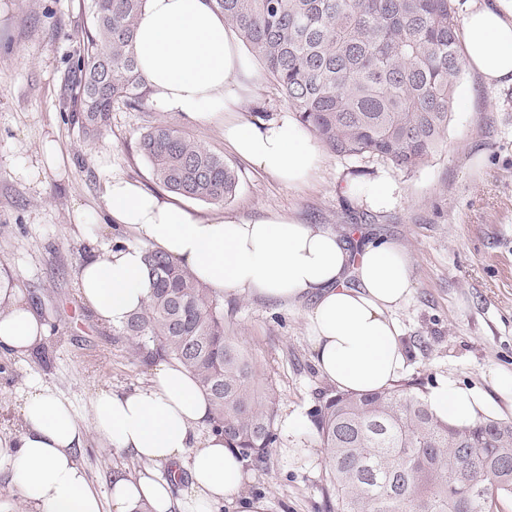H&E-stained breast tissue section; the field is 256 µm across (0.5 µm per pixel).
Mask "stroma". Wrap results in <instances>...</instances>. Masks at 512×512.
Masks as SVG:
<instances>
[{
	"label": "stroma",
	"instance_id": "35a3bbf8",
	"mask_svg": "<svg viewBox=\"0 0 512 512\" xmlns=\"http://www.w3.org/2000/svg\"><path fill=\"white\" fill-rule=\"evenodd\" d=\"M86 21L82 0H0V285L21 293L48 327L43 351H0L1 443L23 426L19 395L31 380L67 400L83 426L97 390L126 393L150 380L151 366L82 303L75 280L84 259L135 241L128 227L108 220L102 196L115 176L160 192L137 148L140 135L158 123L189 133L236 169L240 186L225 215L286 216L341 233L354 249L371 238L404 245L414 291L392 314L406 349L402 380L424 392L446 380L478 388L487 414L512 418L492 388L494 372L512 370V83L489 87L477 72L463 70L448 130L415 172L328 152L309 183L293 188L238 158L219 125L197 124L179 112L118 105L109 126L95 135L71 123L69 85ZM288 111L263 69L255 68L244 117L261 112L274 121ZM47 138L56 144L60 168L41 164ZM376 180L393 192L383 209L338 191L348 182ZM78 208L94 220L90 236L76 230ZM223 304L235 336L276 389V423L292 414L311 417L319 393L334 387L313 362L305 305L258 294ZM77 458L104 499L114 473L144 468L92 435ZM324 470L309 425L272 449L262 468H247L242 493L265 499L266 512H326Z\"/></svg>",
	"mask_w": 512,
	"mask_h": 512
}]
</instances>
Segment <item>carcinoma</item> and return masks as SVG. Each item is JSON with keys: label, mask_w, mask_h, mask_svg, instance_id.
Returning <instances> with one entry per match:
<instances>
[{"label": "carcinoma", "mask_w": 512, "mask_h": 512, "mask_svg": "<svg viewBox=\"0 0 512 512\" xmlns=\"http://www.w3.org/2000/svg\"><path fill=\"white\" fill-rule=\"evenodd\" d=\"M262 64L297 120L339 157L377 158L411 173L452 120L462 77L452 0H210ZM142 0H88L74 69L73 118L107 127L112 107L137 109L150 89L134 53ZM168 192L233 201L239 177L223 157L165 124L138 141ZM151 292L120 328L144 364L180 362L209 394L213 429L263 467L280 444L275 389L232 335L224 305L186 269L145 251ZM328 512H498L512 498V419L469 425L438 418L414 383L326 394L313 415Z\"/></svg>", "instance_id": "cac0c4a2"}]
</instances>
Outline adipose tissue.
Here are the masks:
<instances>
[{
	"mask_svg": "<svg viewBox=\"0 0 512 512\" xmlns=\"http://www.w3.org/2000/svg\"><path fill=\"white\" fill-rule=\"evenodd\" d=\"M464 60L487 86L512 83V0L469 8L462 25ZM138 69L163 112L218 123L243 160L283 185L309 182L323 162L315 139L292 116L253 125L235 119L251 93L252 66L238 35L209 0H144L134 46ZM111 219L136 232L137 242L106 250L82 262L76 287L99 320L122 327L150 295L144 275L145 246L187 267L214 296L256 293L281 301L311 300L307 320L314 363L343 391L374 392L397 380L405 365L402 332L392 310L412 295L411 263L390 240L365 241L348 249L335 232L285 216L245 220L202 213L139 184L115 177L104 190ZM355 276L356 287L346 279ZM0 314V348L19 355L40 345L47 329L22 297ZM440 417L465 423L486 405L479 389L452 381L426 395ZM23 429L0 448L14 501L28 512H103L75 454L83 432L70 405L34 381L21 396ZM213 408L199 381L181 364L159 361L149 383L131 393L99 389L92 403V429L115 451L144 463L134 476L115 475L112 512H218L235 502L237 512H265L262 499L241 495L246 474L238 451L210 425ZM185 465L190 484L175 498L159 466Z\"/></svg>",
	"mask_w": 512,
	"mask_h": 512,
	"instance_id": "ef3b65f1",
	"label": "adipose tissue"
}]
</instances>
